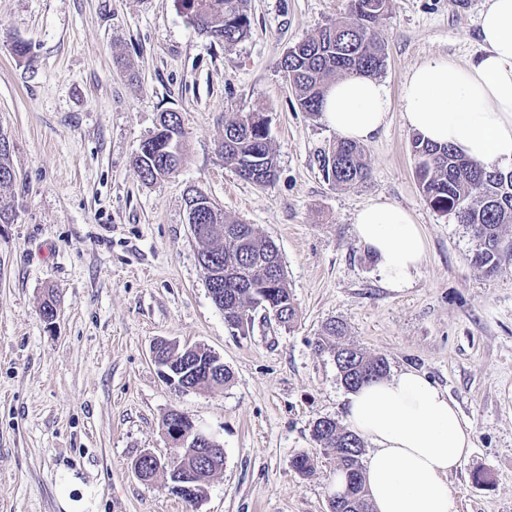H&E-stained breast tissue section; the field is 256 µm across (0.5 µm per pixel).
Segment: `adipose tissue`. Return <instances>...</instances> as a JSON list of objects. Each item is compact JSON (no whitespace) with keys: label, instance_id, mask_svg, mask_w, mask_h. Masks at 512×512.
<instances>
[{"label":"adipose tissue","instance_id":"adipose-tissue-1","mask_svg":"<svg viewBox=\"0 0 512 512\" xmlns=\"http://www.w3.org/2000/svg\"><path fill=\"white\" fill-rule=\"evenodd\" d=\"M479 34L475 62L432 57L413 69L401 115L429 142L512 168V0H487ZM391 111L386 86L356 74L330 85L322 115L342 139L365 142ZM354 232L393 287L407 284L425 259L420 225L394 203L371 200L356 212ZM346 420L371 444L364 477L373 512H457L448 476L470 454L473 429L425 374L404 369L351 392Z\"/></svg>","mask_w":512,"mask_h":512}]
</instances>
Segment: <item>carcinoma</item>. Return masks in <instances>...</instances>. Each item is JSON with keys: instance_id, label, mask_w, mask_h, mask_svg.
<instances>
[{"instance_id": "carcinoma-1", "label": "carcinoma", "mask_w": 512, "mask_h": 512, "mask_svg": "<svg viewBox=\"0 0 512 512\" xmlns=\"http://www.w3.org/2000/svg\"><path fill=\"white\" fill-rule=\"evenodd\" d=\"M195 30L226 48L251 33L248 0H181ZM391 8V0H347L340 16L308 31L283 56L280 66L294 90L298 107L316 115L327 87L338 77L359 72L374 76L381 71L385 53L376 24ZM183 129L177 113L160 114L158 126L147 141H158L166 151L139 148L134 164L141 178L154 183L174 174L182 162ZM419 187L429 204L443 213L462 216L476 241L471 256L474 266L488 274L500 271L504 254L503 228L512 224V170L475 162L448 145H435L413 135L411 141ZM224 165L239 170L249 181L253 172L265 174L261 186L276 178L277 161L269 138L267 121L257 114H224V138L219 143ZM8 140L0 138V195L12 190L15 173ZM322 168L336 184L353 187L369 177L370 169L361 145L340 141L322 156ZM204 243L200 255L205 262L224 266V321L232 329L247 324L245 313L262 303L280 309V324L289 326L298 317L288 288L277 246L251 224L226 215L217 207L201 216ZM346 327L339 320L326 323L315 348L333 354L343 385L353 391L386 375L384 357L371 355L345 340ZM163 354L184 364L214 357L211 351L195 347L163 345ZM229 369L197 376L190 381L194 390H212L228 385ZM313 437L336 459V474L343 477L332 496L331 512H372L361 457L364 444L352 430L337 421L314 422Z\"/></svg>"}]
</instances>
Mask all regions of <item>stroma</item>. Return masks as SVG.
Segmentation results:
<instances>
[{
	"label": "stroma",
	"instance_id": "35a3bbf8",
	"mask_svg": "<svg viewBox=\"0 0 512 512\" xmlns=\"http://www.w3.org/2000/svg\"><path fill=\"white\" fill-rule=\"evenodd\" d=\"M345 4L250 0V36L224 48L195 32L180 0H0V135L16 174L0 200L14 217L0 223V512H63L86 486L93 512H330L336 466L312 426L345 419L334 358L314 347L333 319L389 373H424L472 425V452L448 476L457 512H512V258L492 276L472 265L466 227L419 189L400 111L364 143V183L328 180L321 158L338 136L298 108L279 68ZM485 4L392 0L377 25L392 100L420 62L481 55ZM17 41L28 56L14 54ZM166 110L181 118L183 163L148 183L133 157ZM228 112L267 117L271 185L225 166ZM190 186L276 244L294 325L259 308L227 327L186 222ZM377 198L408 210L427 240L399 288L354 234L356 211ZM162 339L216 353L232 382L173 391L152 358ZM173 410L224 445L193 506L166 473L146 482L134 469L143 453L172 454ZM302 453L317 458L306 476L292 467Z\"/></svg>",
	"mask_w": 512,
	"mask_h": 512
}]
</instances>
